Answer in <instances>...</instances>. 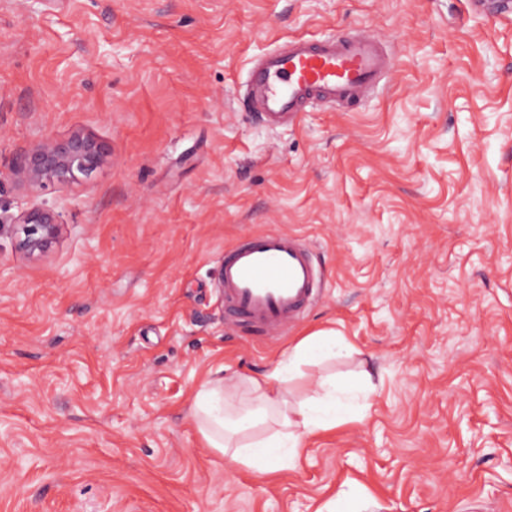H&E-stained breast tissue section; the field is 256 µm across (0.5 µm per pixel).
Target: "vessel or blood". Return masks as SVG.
<instances>
[{"label":"vessel or blood","mask_w":512,"mask_h":512,"mask_svg":"<svg viewBox=\"0 0 512 512\" xmlns=\"http://www.w3.org/2000/svg\"><path fill=\"white\" fill-rule=\"evenodd\" d=\"M392 68L370 36L289 40L252 63L246 98L268 127L299 120L312 101L362 100ZM225 323L264 337L285 335L317 300L321 273L311 248L297 236L271 230L226 248L218 262Z\"/></svg>","instance_id":"obj_1"}]
</instances>
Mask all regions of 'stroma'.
<instances>
[{
	"label": "stroma",
	"mask_w": 512,
	"mask_h": 512,
	"mask_svg": "<svg viewBox=\"0 0 512 512\" xmlns=\"http://www.w3.org/2000/svg\"><path fill=\"white\" fill-rule=\"evenodd\" d=\"M366 33L374 96L268 128L252 58ZM80 130L88 177L19 158ZM60 216L30 257L15 217ZM298 236L321 292L284 336L226 324V247ZM339 331L290 399L378 389L263 475L206 447L201 384ZM512 512V9L471 0H0V512ZM106 145L82 131L63 139L46 138L24 155L13 167L15 184L35 192L47 183L67 184L91 175L106 160Z\"/></svg>",
	"instance_id": "35a3bbf8"
}]
</instances>
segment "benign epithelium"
I'll use <instances>...</instances> for the list:
<instances>
[{"label":"benign epithelium","instance_id":"obj_1","mask_svg":"<svg viewBox=\"0 0 512 512\" xmlns=\"http://www.w3.org/2000/svg\"><path fill=\"white\" fill-rule=\"evenodd\" d=\"M108 156L106 145L82 131L63 139L47 138L33 147L13 167L15 184L35 192L47 183L67 184L78 176H89ZM20 241L29 256L47 252L57 237L59 214L44 207H32L17 216Z\"/></svg>","mask_w":512,"mask_h":512}]
</instances>
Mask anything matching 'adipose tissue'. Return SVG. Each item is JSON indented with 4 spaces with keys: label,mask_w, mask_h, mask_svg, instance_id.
<instances>
[{
    "label": "adipose tissue",
    "mask_w": 512,
    "mask_h": 512,
    "mask_svg": "<svg viewBox=\"0 0 512 512\" xmlns=\"http://www.w3.org/2000/svg\"><path fill=\"white\" fill-rule=\"evenodd\" d=\"M344 345L336 330H320L298 342L268 373L239 378L230 388L205 382L192 410L207 447L261 473L293 463L307 437L342 420L339 404L347 391L327 380L319 391L295 403L285 385L297 375L300 364L335 355ZM258 429L263 432L259 438L254 435Z\"/></svg>",
    "instance_id": "obj_1"
}]
</instances>
